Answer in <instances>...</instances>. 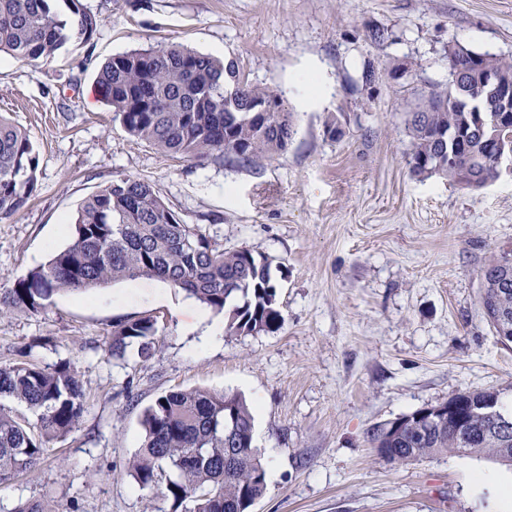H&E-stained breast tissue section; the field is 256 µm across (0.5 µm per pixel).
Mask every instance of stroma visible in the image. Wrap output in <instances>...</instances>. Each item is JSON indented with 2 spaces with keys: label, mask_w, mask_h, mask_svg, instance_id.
<instances>
[{
  "label": "stroma",
  "mask_w": 512,
  "mask_h": 512,
  "mask_svg": "<svg viewBox=\"0 0 512 512\" xmlns=\"http://www.w3.org/2000/svg\"><path fill=\"white\" fill-rule=\"evenodd\" d=\"M81 3L101 19L91 44L48 63L0 56V116L39 160L33 196L0 220V285L63 249L83 199L129 176L219 246L268 257L281 320L204 345L200 304L156 279L0 316V362L74 361L85 391L77 428L0 486V512L31 499L44 512H173L163 484L140 488L131 464L143 410L196 387L253 410L268 468L251 512H503L511 471L450 455L396 464L367 432L462 391L512 388V343L479 307L481 267L512 249V171L482 188L416 174L406 122L447 84L449 44L512 61V0ZM377 26L387 41L369 39ZM169 42L235 59L249 83L277 89L295 114L287 150L196 165L131 137L98 70ZM313 82L323 92L309 106ZM144 316L158 320L153 355L110 357L117 322Z\"/></svg>",
  "instance_id": "stroma-1"
}]
</instances>
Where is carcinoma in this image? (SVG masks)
<instances>
[{
	"instance_id": "obj_1",
	"label": "carcinoma",
	"mask_w": 512,
	"mask_h": 512,
	"mask_svg": "<svg viewBox=\"0 0 512 512\" xmlns=\"http://www.w3.org/2000/svg\"><path fill=\"white\" fill-rule=\"evenodd\" d=\"M101 19L80 0H0V53L22 61L48 62L71 43L88 44ZM449 71L466 80L481 111L456 105L453 80L434 88L408 113L413 138L412 170L446 175L479 188L500 172V140L493 124L483 73L512 90V62L489 53L448 46ZM97 84L127 133L172 156L198 164L224 157L256 165L285 151L294 115L281 94L244 80L236 61L189 50L178 43L116 55L101 67ZM274 102L281 111L262 122L245 111ZM38 157L27 135L0 116V218L17 213L36 188ZM158 279L224 313L230 334L270 331L280 321L271 263L247 248L224 249L202 231L180 223L149 183L120 177L80 205L70 243L47 264L0 288V315L39 313L61 293L86 294L117 282ZM480 304L499 336H512V251L480 269ZM156 320L119 322L108 346L111 357L132 350L147 359L155 349ZM484 390L469 393L472 413L463 431L443 416L432 428L416 410L398 418L399 440L375 426L372 448L399 464L436 455L498 462L512 448V405L496 391L499 418L486 416ZM82 381L71 361L54 368L29 362L0 363V485L32 470L48 444L73 431L83 412ZM235 416L224 438V411ZM254 415L237 394L207 389L169 391L143 411V435L131 465L142 488L158 477L165 493L185 512H250L266 491V467L253 445Z\"/></svg>"
}]
</instances>
